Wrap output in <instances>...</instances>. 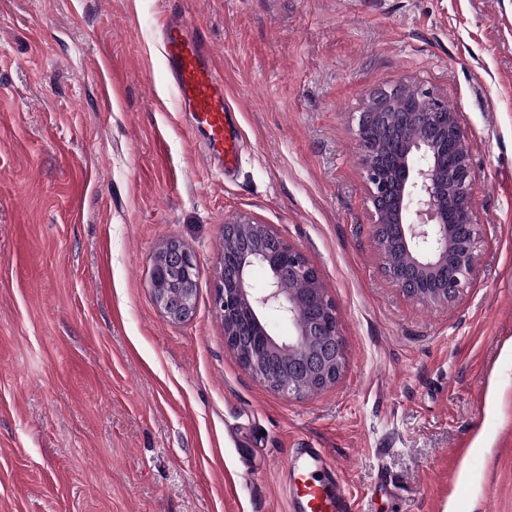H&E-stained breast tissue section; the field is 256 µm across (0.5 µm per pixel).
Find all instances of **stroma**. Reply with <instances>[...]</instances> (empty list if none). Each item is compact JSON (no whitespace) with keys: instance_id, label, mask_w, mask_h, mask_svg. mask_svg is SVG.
<instances>
[{"instance_id":"35a3bbf8","label":"stroma","mask_w":512,"mask_h":512,"mask_svg":"<svg viewBox=\"0 0 512 512\" xmlns=\"http://www.w3.org/2000/svg\"><path fill=\"white\" fill-rule=\"evenodd\" d=\"M180 14L233 97L224 178L162 59ZM399 83L447 101L473 164L479 265L446 305L406 297L371 238L354 117ZM242 216L336 305L342 372L304 397L224 343ZM172 239L184 321L153 294ZM292 448L362 512H512V0H0V512H289ZM195 276L194 259L180 241L172 239L169 248L155 256L152 268L154 299L171 319L184 321L192 316Z\"/></svg>"}]
</instances>
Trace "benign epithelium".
<instances>
[{"label":"benign epithelium","instance_id":"1","mask_svg":"<svg viewBox=\"0 0 512 512\" xmlns=\"http://www.w3.org/2000/svg\"><path fill=\"white\" fill-rule=\"evenodd\" d=\"M356 121L385 275L409 298L453 302L476 272L479 235L473 168L457 114L431 88L396 85L372 92ZM256 264L268 271L260 292L249 283ZM195 276L194 259L180 241L155 256L154 299L171 319L192 316ZM287 281L302 287L287 288ZM214 306L224 343L271 390L300 397L339 378L344 351L335 303L305 255L269 225L249 218L224 225ZM269 310L288 319L292 336L268 331Z\"/></svg>","mask_w":512,"mask_h":512}]
</instances>
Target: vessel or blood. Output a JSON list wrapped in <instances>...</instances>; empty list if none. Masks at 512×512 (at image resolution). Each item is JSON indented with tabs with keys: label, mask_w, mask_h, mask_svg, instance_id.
I'll return each instance as SVG.
<instances>
[{
	"label": "vessel or blood",
	"mask_w": 512,
	"mask_h": 512,
	"mask_svg": "<svg viewBox=\"0 0 512 512\" xmlns=\"http://www.w3.org/2000/svg\"><path fill=\"white\" fill-rule=\"evenodd\" d=\"M160 31L178 109L190 115L191 131L203 144L205 166L231 172L239 161V140L230 122L223 75L193 33L189 18L164 20ZM286 489L290 512H352L337 469L321 449H309L303 459L291 463Z\"/></svg>",
	"instance_id": "1"
}]
</instances>
